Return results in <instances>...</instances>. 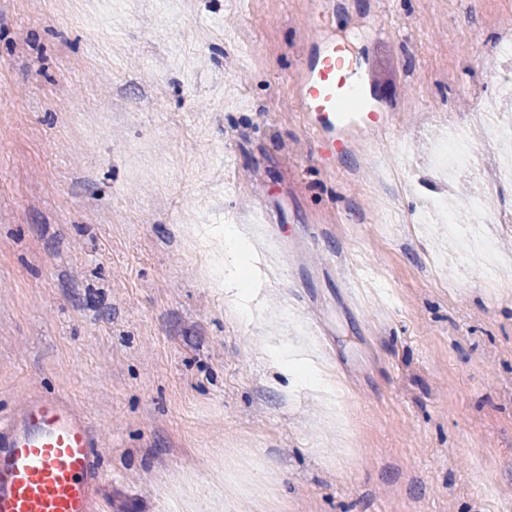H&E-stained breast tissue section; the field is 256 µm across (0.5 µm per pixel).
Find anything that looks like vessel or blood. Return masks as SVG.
Returning <instances> with one entry per match:
<instances>
[{"instance_id": "obj_1", "label": "vessel or blood", "mask_w": 512, "mask_h": 512, "mask_svg": "<svg viewBox=\"0 0 512 512\" xmlns=\"http://www.w3.org/2000/svg\"><path fill=\"white\" fill-rule=\"evenodd\" d=\"M358 85L347 49L332 47L308 80L305 109L344 121ZM96 448L89 417L68 399L29 398L0 433V512H108Z\"/></svg>"}]
</instances>
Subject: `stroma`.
<instances>
[{
  "label": "stroma",
  "mask_w": 512,
  "mask_h": 512,
  "mask_svg": "<svg viewBox=\"0 0 512 512\" xmlns=\"http://www.w3.org/2000/svg\"><path fill=\"white\" fill-rule=\"evenodd\" d=\"M511 32L512 0H139L94 41L69 0H0V415L51 393L90 416L112 512L187 481L191 512H512V288L448 234H382L367 191L398 169L424 211L453 118L475 152L447 209L467 223L458 187L492 179L512 220L481 109ZM335 43L362 120L325 160L303 99ZM203 194L206 242L257 244L250 321L188 242Z\"/></svg>",
  "instance_id": "1"
}]
</instances>
